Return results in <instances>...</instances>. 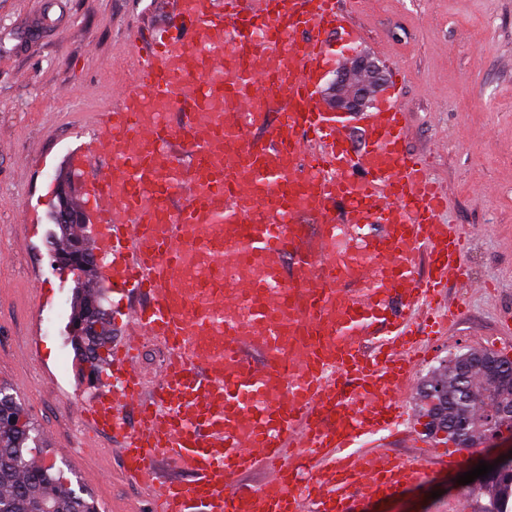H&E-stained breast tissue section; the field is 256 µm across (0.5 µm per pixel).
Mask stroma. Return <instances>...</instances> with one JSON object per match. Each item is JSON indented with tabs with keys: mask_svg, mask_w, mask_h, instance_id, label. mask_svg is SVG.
Segmentation results:
<instances>
[{
	"mask_svg": "<svg viewBox=\"0 0 512 512\" xmlns=\"http://www.w3.org/2000/svg\"><path fill=\"white\" fill-rule=\"evenodd\" d=\"M364 35L337 48L341 62L367 58L381 71L386 97L399 82L408 114L407 147L426 155L450 194L443 220L466 229L468 269L497 296L469 293L457 324L415 372L424 382L468 351L494 348L512 311V0H343ZM170 0H0V386L19 399L48 453L73 488L101 512L137 504L144 493L122 473L110 442L78 460L84 435L77 410L93 389L69 333L72 273L51 243L59 175L83 139L92 113L111 108L132 74L133 34L162 26ZM38 224L27 232L22 212ZM40 279L46 301L31 291ZM39 324V360L21 352ZM496 443L463 450L455 466L430 464L423 482L384 501L355 498L353 512H489L459 475Z\"/></svg>",
	"mask_w": 512,
	"mask_h": 512,
	"instance_id": "35a3bbf8",
	"label": "stroma"
}]
</instances>
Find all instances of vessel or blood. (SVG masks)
<instances>
[{
	"label": "vessel or blood",
	"mask_w": 512,
	"mask_h": 512,
	"mask_svg": "<svg viewBox=\"0 0 512 512\" xmlns=\"http://www.w3.org/2000/svg\"><path fill=\"white\" fill-rule=\"evenodd\" d=\"M331 31L362 38L341 0H176L68 154L78 169L106 161L84 189L100 275L148 299L104 365L115 391L79 413L93 434L81 450L120 438L153 512H348L351 494L387 499L419 486L430 457L458 460L431 447L401 460L387 441H418L406 402L457 315L449 284L469 287L468 235L442 221L448 193L407 151L398 96L363 115L361 152L347 113L323 109ZM193 245L207 257L196 279ZM253 256L261 275L228 280ZM149 339L170 355L146 397ZM161 457L192 480L156 483ZM257 468L265 479L242 484Z\"/></svg>",
	"instance_id": "obj_1"
}]
</instances>
